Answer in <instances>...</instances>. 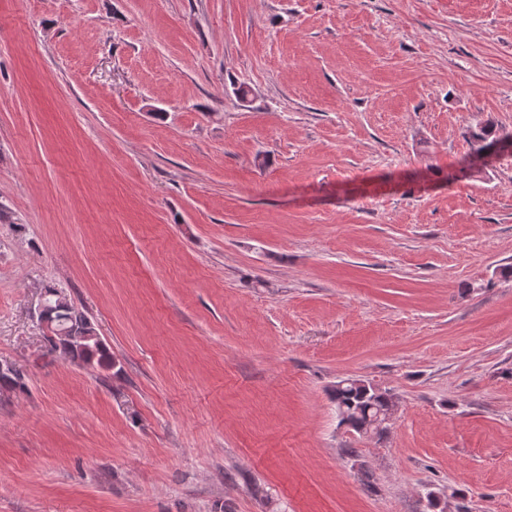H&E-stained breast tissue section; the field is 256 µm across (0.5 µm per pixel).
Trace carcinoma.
<instances>
[{
  "label": "carcinoma",
  "mask_w": 512,
  "mask_h": 512,
  "mask_svg": "<svg viewBox=\"0 0 512 512\" xmlns=\"http://www.w3.org/2000/svg\"><path fill=\"white\" fill-rule=\"evenodd\" d=\"M470 145L473 155L481 157L494 146H512V131L488 124L479 132H472ZM48 322L47 337L52 350L58 351L73 361L92 367L111 365L107 345L97 335L88 317L73 305H57V291L45 290ZM339 424L351 428L359 435L380 436L386 429L379 414L395 405L391 391L379 388L359 378H344L336 382L332 390Z\"/></svg>",
  "instance_id": "cac0c4a2"
}]
</instances>
